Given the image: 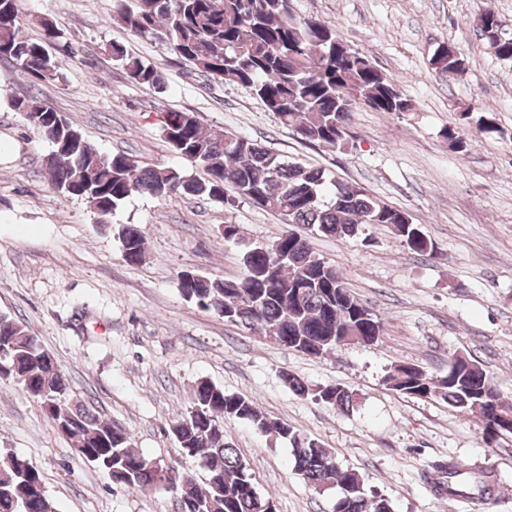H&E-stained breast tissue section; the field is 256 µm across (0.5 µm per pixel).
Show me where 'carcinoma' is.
Segmentation results:
<instances>
[{"label": "carcinoma", "instance_id": "carcinoma-1", "mask_svg": "<svg viewBox=\"0 0 512 512\" xmlns=\"http://www.w3.org/2000/svg\"><path fill=\"white\" fill-rule=\"evenodd\" d=\"M292 0H115L114 20L130 33L158 40L175 57L215 80L252 89L279 122L300 139L342 145L357 105L378 112L402 113L412 105L394 82L366 56L351 49L336 29L317 18H300ZM27 32L21 0H0V58L15 64L30 84L64 80L63 62L53 53L56 23L45 16ZM477 32L496 57L512 62V35H505L497 14H480ZM112 62L128 79L148 89L163 83L157 64L131 54L125 45L108 46ZM439 75L464 68L463 59L439 44L430 60ZM35 133L52 146L44 174L62 194L84 201L101 222L115 215L134 193L156 198L207 197L229 203L241 198L275 213L285 228L270 242L248 248L240 280L211 279L193 272L180 276L181 294L205 310L278 344L321 356L347 337L374 344L382 323L345 287L336 267L315 256L301 227L339 238L353 237L365 224H384L413 252L432 255L434 243L404 211L370 195L362 187L328 179L318 167L288 162L255 140L223 131H206L191 112L167 110L159 122L172 150L200 165L205 176L157 167L125 154L101 155L48 100L29 94L13 98ZM124 260L144 258V235L137 224L118 230ZM11 379L37 398L74 455L102 470L115 487L145 491L163 487L176 495L179 512H269L270 496L259 493L237 449L224 441V420L248 422L260 432L274 431L291 445L293 469L311 487L341 489L333 512H394L392 502L367 489L359 474L341 469L331 452L301 436L281 420L269 418L258 403L200 382L190 410L172 422L179 453L199 462L203 482L183 472L167 484L169 464L147 459L129 434L102 421L69 397V382L55 357L22 323L0 315V379ZM288 387L311 394L346 411L352 395L342 386L311 389L287 375ZM391 388L416 398L442 400L475 416L486 436H512V402L504 399L482 366L470 359L448 365V374L431 375L414 364L398 365L388 375ZM439 489L465 501L491 499L496 478L485 469L457 463L433 466ZM0 512H56L38 469L23 458L0 455Z\"/></svg>", "mask_w": 512, "mask_h": 512}]
</instances>
